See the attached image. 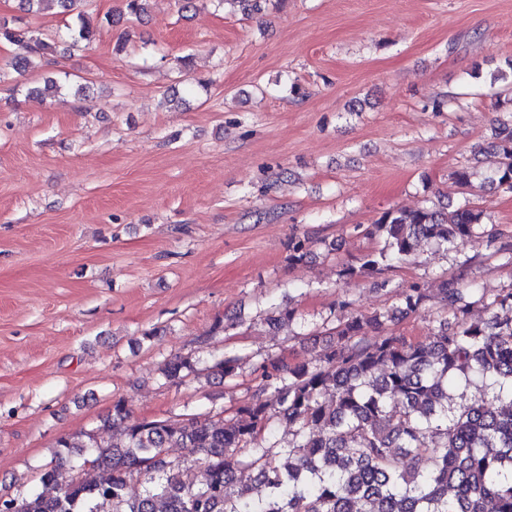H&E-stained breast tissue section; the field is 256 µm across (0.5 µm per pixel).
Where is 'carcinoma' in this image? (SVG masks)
Listing matches in <instances>:
<instances>
[{"label":"carcinoma","instance_id":"carcinoma-1","mask_svg":"<svg viewBox=\"0 0 512 512\" xmlns=\"http://www.w3.org/2000/svg\"><path fill=\"white\" fill-rule=\"evenodd\" d=\"M44 2L74 17L70 47L91 44L84 0H22L32 13ZM148 2L124 0L105 21L138 18ZM0 38L17 46V71L55 52L28 29L1 27ZM483 153L496 158L498 186L512 192V127ZM480 224L482 211L466 204L386 210L364 230L381 246L342 265L340 276L379 277L423 243L470 242ZM437 294L449 317L429 341L366 338L429 299L419 284L402 293L401 309L356 314L340 302L336 343L313 365L268 360L263 387L234 419L132 420L118 401L101 421L106 436L62 437L43 489L0 498V512H512V293L494 300L485 320L472 318L477 289L464 274ZM236 364L220 359L212 374L231 377ZM188 368L176 358L163 374L177 381ZM457 380H478L491 397L452 405L448 383ZM277 423L288 425L284 446L274 441ZM170 448L193 458H173Z\"/></svg>","mask_w":512,"mask_h":512}]
</instances>
